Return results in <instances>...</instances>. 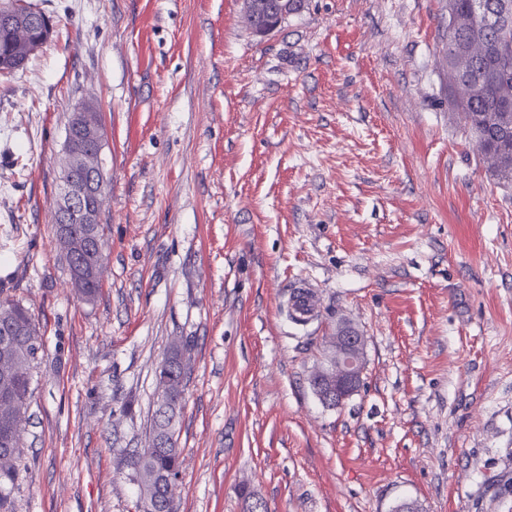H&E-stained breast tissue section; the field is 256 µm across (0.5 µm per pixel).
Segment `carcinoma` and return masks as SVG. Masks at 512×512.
<instances>
[{
    "label": "carcinoma",
    "mask_w": 512,
    "mask_h": 512,
    "mask_svg": "<svg viewBox=\"0 0 512 512\" xmlns=\"http://www.w3.org/2000/svg\"><path fill=\"white\" fill-rule=\"evenodd\" d=\"M20 18L26 33L41 38L47 33L50 19L30 3L21 6ZM0 56L12 59V65L22 69L29 55L18 44L15 34L0 30ZM476 91L462 100H455L454 108L463 115L472 134L483 142L481 160L499 180L512 183V112L497 111L498 100L506 94L512 97V49L507 55L494 59L476 57L470 65ZM105 226L95 232L93 253L88 268L80 275L71 276L78 295L91 302L102 287L104 276L103 250ZM22 332L11 337L9 352L0 353V392L8 390L16 396L9 407L0 405V512L8 508V485L14 477V464L21 454V431L26 420L30 397V366L41 350L42 343L36 324L28 308L19 299L0 300V339L4 329ZM188 344L181 338L173 341L166 360L168 368L156 372L160 387L172 393L166 407L155 408L151 430L159 439L160 447L133 463L140 490L142 512H175L174 499L168 496V487L176 484L181 474L182 451L176 439V425L182 410L187 374L180 361ZM15 430L13 443H3V427Z\"/></svg>",
    "instance_id": "1"
}]
</instances>
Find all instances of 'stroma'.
<instances>
[{"mask_svg":"<svg viewBox=\"0 0 512 512\" xmlns=\"http://www.w3.org/2000/svg\"><path fill=\"white\" fill-rule=\"evenodd\" d=\"M53 34L0 73V299L43 341L10 512H138L173 339L191 371L176 512H512V184L448 100V0H32ZM101 114L107 268L54 240L76 105ZM311 284L317 320L293 323ZM366 339L341 408L310 380ZM270 1L275 0H243L244 23L251 33L258 36H267L274 32L287 18L288 13L298 14L307 8L308 3L303 0H288V13L279 11ZM268 13L269 17L259 18ZM105 237L104 224L98 225L93 242V253L88 258V268L80 275L75 276L71 265L69 266L72 284L78 295L85 301L91 302L102 287L104 276L103 250ZM334 378L329 388L319 393L325 404H336V408L346 401L360 386L364 368L363 337L345 322L336 324Z\"/></svg>","mask_w":512,"mask_h":512,"instance_id":"stroma-1","label":"stroma"}]
</instances>
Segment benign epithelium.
<instances>
[{
	"mask_svg": "<svg viewBox=\"0 0 512 512\" xmlns=\"http://www.w3.org/2000/svg\"><path fill=\"white\" fill-rule=\"evenodd\" d=\"M244 23L251 33L267 36L274 32L287 18L288 13L279 11L270 0H243ZM19 17L17 0H0V22L14 27ZM449 24L458 28L465 25L474 32L494 26L499 29L502 45L497 47L501 54L512 47L509 33L512 32V0H501L494 13L485 12L483 2L477 0L467 17H452ZM489 50V47L475 40L463 51L455 64L448 68L452 74L456 96L465 98L472 85L462 80L469 69L470 60L477 54ZM104 147L103 127L99 114L86 112L78 108L73 112V123L68 126L63 143L65 164L61 171L59 199L56 212L69 215L77 224H98L104 203V176L102 150ZM83 166L89 173V180L83 184L70 178L71 168ZM334 378L329 388L319 393L326 404L342 407L352 394L358 390L363 373V337L351 325L345 322L336 324Z\"/></svg>",
	"mask_w": 512,
	"mask_h": 512,
	"instance_id": "obj_1",
	"label": "benign epithelium"
}]
</instances>
